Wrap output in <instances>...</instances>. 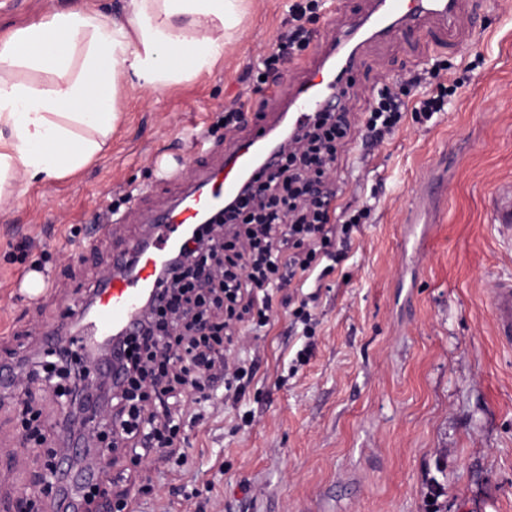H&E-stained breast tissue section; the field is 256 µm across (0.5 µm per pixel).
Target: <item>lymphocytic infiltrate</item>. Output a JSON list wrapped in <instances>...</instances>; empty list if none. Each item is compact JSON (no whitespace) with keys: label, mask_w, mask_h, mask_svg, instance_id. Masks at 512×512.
Returning a JSON list of instances; mask_svg holds the SVG:
<instances>
[{"label":"lymphocytic infiltrate","mask_w":512,"mask_h":512,"mask_svg":"<svg viewBox=\"0 0 512 512\" xmlns=\"http://www.w3.org/2000/svg\"><path fill=\"white\" fill-rule=\"evenodd\" d=\"M322 0H293L288 25L280 29L260 58L257 76L274 83L282 66L309 46L307 22ZM440 63L410 72L378 88L359 124L347 113L318 114L292 147L281 148L274 169H260L252 185L220 224L198 225L168 267L150 298L148 315L137 331L122 339L123 382L100 378L89 354L32 358L14 353L7 369L14 383L44 379V393L71 396L75 415L64 421L78 437L92 435L105 477L82 492L84 512H125L127 501H113L111 488L131 481L130 473L113 472L115 455L133 449V465L151 456L187 463L188 439L182 432L188 400L209 401L223 389L224 401L238 406L250 386L255 365L234 356L241 336L270 326L275 306L287 308L302 335L314 333L315 318L307 297L289 294L293 279L307 281L326 262L344 259L350 242L371 208L365 204L336 207L343 190L336 180V160L360 132L367 144H383L406 116L429 121L444 111L446 87L427 92ZM38 395L21 400L22 437L42 447L44 466L55 470L57 454L36 407Z\"/></svg>","instance_id":"f902f5d3"}]
</instances>
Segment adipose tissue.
Here are the masks:
<instances>
[{"label": "adipose tissue", "instance_id": "adipose-tissue-1", "mask_svg": "<svg viewBox=\"0 0 512 512\" xmlns=\"http://www.w3.org/2000/svg\"><path fill=\"white\" fill-rule=\"evenodd\" d=\"M244 14L245 0H124L105 19L76 0L1 39L0 211L16 200L9 181L59 179L104 153L127 89L157 92L223 57Z\"/></svg>", "mask_w": 512, "mask_h": 512}]
</instances>
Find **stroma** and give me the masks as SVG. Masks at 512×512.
I'll use <instances>...</instances> for the list:
<instances>
[{"instance_id":"obj_1","label":"stroma","mask_w":512,"mask_h":512,"mask_svg":"<svg viewBox=\"0 0 512 512\" xmlns=\"http://www.w3.org/2000/svg\"><path fill=\"white\" fill-rule=\"evenodd\" d=\"M470 30L451 36L433 23L361 52L354 115L372 90L442 61L455 86L446 112L421 124L405 118L383 145L352 140L340 157L343 200L372 206L346 258L308 280L318 320L308 362L304 340L277 309L270 327L241 356L256 357L254 381L238 408L223 399L203 420H186L192 463L159 462L142 473L133 512H195L183 486L208 493L204 512H512V348L498 342L492 288L512 278V244L490 222L494 188L512 182V0H468ZM291 0H251L223 58L158 93L131 91L105 155L65 178L22 190L0 213V360L28 331L66 321L71 302L110 268L113 250L140 235L141 211L83 249L101 198L147 191L160 207L176 189L157 167L187 157L185 134L205 132L238 94L262 103L247 72L288 19ZM72 0H26L0 13V39ZM446 181L426 225L405 214L417 185ZM44 251L49 292L32 305L15 279ZM252 416L241 425L238 413ZM16 412L0 404V512L42 495L38 451L24 444Z\"/></svg>"}]
</instances>
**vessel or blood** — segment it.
<instances>
[{
  "mask_svg": "<svg viewBox=\"0 0 512 512\" xmlns=\"http://www.w3.org/2000/svg\"><path fill=\"white\" fill-rule=\"evenodd\" d=\"M460 3L461 0H368L365 10L331 32L309 64L301 66L289 82L268 92L262 125L244 138L229 141L217 163L201 168L191 181H183L181 171L167 173V182L178 186L172 201L148 209L147 235L113 254L112 276L97 284L91 305L71 306L70 318L81 324V332L74 334L59 326L49 328L44 333L46 344L55 349L82 351L93 346L97 337L132 331L146 294L157 288L158 269L208 212L219 209L225 199L240 192L245 175L254 169L255 151L263 150L266 167H273L275 138L282 126L301 130L317 113L341 105L345 76L356 70L364 42H384L397 32L410 30L422 19L468 28L470 14L461 9ZM444 193V188L433 181L422 182L407 212V223H417L423 212L435 209ZM490 216L499 235L512 240V182L502 183L494 191ZM490 306L498 339L503 345H511V278L499 281L491 294ZM80 454V449H67L58 479V488L73 512L81 508L77 491L102 477L98 469L75 467L74 461Z\"/></svg>",
  "mask_w": 512,
  "mask_h": 512,
  "instance_id": "1",
  "label": "vessel or blood"
}]
</instances>
